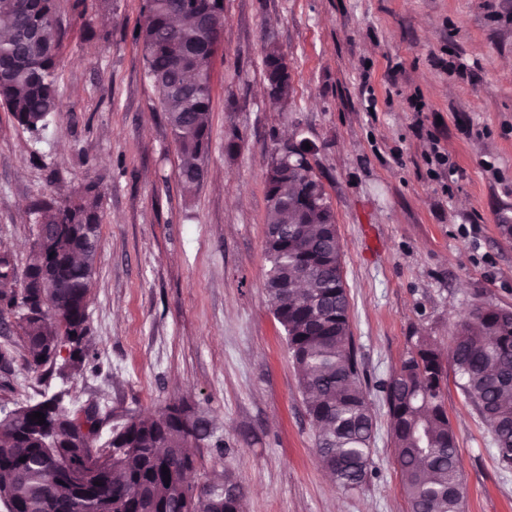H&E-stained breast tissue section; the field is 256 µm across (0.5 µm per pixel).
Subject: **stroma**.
<instances>
[{"instance_id":"stroma-1","label":"stroma","mask_w":512,"mask_h":512,"mask_svg":"<svg viewBox=\"0 0 512 512\" xmlns=\"http://www.w3.org/2000/svg\"><path fill=\"white\" fill-rule=\"evenodd\" d=\"M144 0H57L61 107L40 136L0 107V248L25 270L33 206L101 187L100 247L82 375L34 373L0 322V410L60 392L69 410L121 415L191 405L226 454L196 449V482L227 471L245 512H409L380 381L409 337L447 347L487 302L512 310V0H224L212 65L208 169L185 192L179 154L132 33ZM288 62L287 104L266 98L262 58ZM373 95H366V88ZM308 140L333 207L350 329L374 418L376 472L338 488L265 292V177L275 140ZM235 152H227L228 141ZM440 145L455 165L429 175ZM449 375L463 512H512V469Z\"/></svg>"}]
</instances>
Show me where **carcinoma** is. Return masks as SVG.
Returning <instances> with one entry per match:
<instances>
[{
  "label": "carcinoma",
  "instance_id": "1",
  "mask_svg": "<svg viewBox=\"0 0 512 512\" xmlns=\"http://www.w3.org/2000/svg\"><path fill=\"white\" fill-rule=\"evenodd\" d=\"M0 106L18 126L37 134L60 110L57 56L65 30L56 0H0ZM218 0H145L134 34L146 73L159 100L180 162L177 177L187 190L202 182L211 124V61L224 28ZM276 46L265 49L266 87L274 104L288 102L291 76L282 72ZM267 205L266 240L270 263L265 290L284 328L306 413L315 431L316 451L339 488L351 491L375 473L373 416L363 388L349 325V298L341 268V246L323 183L315 176H290L274 187ZM98 183L75 195L35 206L36 236L66 257L46 272L25 314L12 253L0 251V317L15 319L28 357L38 372L60 363L63 375L84 370L91 342L87 305L100 240ZM313 284L325 304H315L296 287ZM399 368L380 384L391 420L392 445L411 512H462L459 448L444 407L447 366L429 336H411ZM452 367L465 396L491 427L499 464L512 468V310L480 303L456 326ZM41 412L45 423L31 420ZM112 412L90 405L69 412L62 395L12 409L0 419V502L16 512H242L244 494L225 472L214 473L195 493L182 480L195 468L186 449L194 430L174 406L150 416L131 415L112 429L105 446L85 460L86 435L76 423L99 426ZM26 461H21V458ZM169 470L165 481L162 469Z\"/></svg>",
  "mask_w": 512,
  "mask_h": 512
}]
</instances>
